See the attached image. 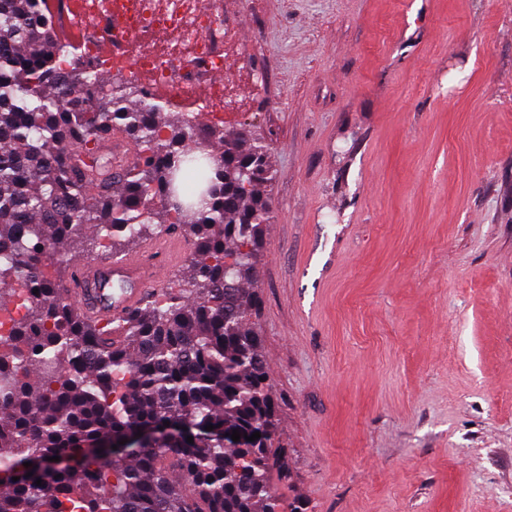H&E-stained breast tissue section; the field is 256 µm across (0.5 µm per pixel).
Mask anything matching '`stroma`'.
I'll list each match as a JSON object with an SVG mask.
<instances>
[{"label":"stroma","mask_w":512,"mask_h":512,"mask_svg":"<svg viewBox=\"0 0 512 512\" xmlns=\"http://www.w3.org/2000/svg\"><path fill=\"white\" fill-rule=\"evenodd\" d=\"M219 9L284 512H512V0Z\"/></svg>","instance_id":"obj_1"}]
</instances>
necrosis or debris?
Wrapping results in <instances>:
<instances>
[{
    "label": "necrosis or debris",
    "instance_id": "obj_1",
    "mask_svg": "<svg viewBox=\"0 0 512 512\" xmlns=\"http://www.w3.org/2000/svg\"><path fill=\"white\" fill-rule=\"evenodd\" d=\"M57 10L83 30L82 57L87 67L96 71L128 69L126 39L113 38L112 50L107 53L99 38L116 15H127L131 30L146 39L179 35L180 42L172 50L136 54L137 88L144 100L153 99L159 89L172 98L183 96L224 67L222 20L217 14L202 12L197 0H83L77 12L70 11L68 0H57Z\"/></svg>",
    "mask_w": 512,
    "mask_h": 512
}]
</instances>
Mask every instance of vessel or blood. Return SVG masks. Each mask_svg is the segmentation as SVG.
<instances>
[{
  "instance_id": "1",
  "label": "vessel or blood",
  "mask_w": 512,
  "mask_h": 512,
  "mask_svg": "<svg viewBox=\"0 0 512 512\" xmlns=\"http://www.w3.org/2000/svg\"><path fill=\"white\" fill-rule=\"evenodd\" d=\"M175 257L174 245L165 241L117 261L75 263L71 296L86 316L103 325L111 323L139 304L145 292L155 284L160 271ZM115 281L127 282L128 290L120 295L113 294L111 284Z\"/></svg>"
}]
</instances>
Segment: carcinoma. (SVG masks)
Returning a JSON list of instances; mask_svg holds the SVG:
<instances>
[{"label": "carcinoma", "mask_w": 512, "mask_h": 512, "mask_svg": "<svg viewBox=\"0 0 512 512\" xmlns=\"http://www.w3.org/2000/svg\"><path fill=\"white\" fill-rule=\"evenodd\" d=\"M64 49L41 0H0V299L38 290L0 351V512H281L252 323L265 146L141 105L77 59L61 69ZM117 134L134 161L104 150ZM166 225L193 239L187 272L106 326L44 272L91 226L135 242ZM139 432L151 446L97 452ZM64 455L78 467L52 461Z\"/></svg>", "instance_id": "1"}]
</instances>
